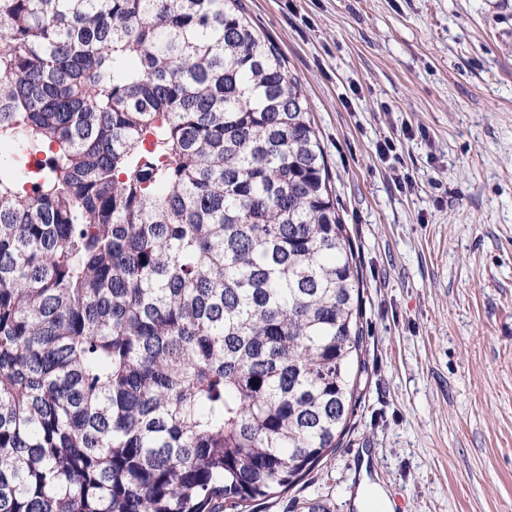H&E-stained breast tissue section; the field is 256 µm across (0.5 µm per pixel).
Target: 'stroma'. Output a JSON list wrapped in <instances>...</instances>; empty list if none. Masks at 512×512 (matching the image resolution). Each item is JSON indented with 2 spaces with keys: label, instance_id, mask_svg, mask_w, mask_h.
I'll return each instance as SVG.
<instances>
[{
  "label": "stroma",
  "instance_id": "stroma-1",
  "mask_svg": "<svg viewBox=\"0 0 512 512\" xmlns=\"http://www.w3.org/2000/svg\"><path fill=\"white\" fill-rule=\"evenodd\" d=\"M243 2L310 102L366 282L351 429L253 512H356L365 476L390 512H512V0Z\"/></svg>",
  "mask_w": 512,
  "mask_h": 512
}]
</instances>
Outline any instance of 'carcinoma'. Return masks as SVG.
Masks as SVG:
<instances>
[{
	"mask_svg": "<svg viewBox=\"0 0 512 512\" xmlns=\"http://www.w3.org/2000/svg\"><path fill=\"white\" fill-rule=\"evenodd\" d=\"M363 294L241 0H0V512L280 497L350 428Z\"/></svg>",
	"mask_w": 512,
	"mask_h": 512,
	"instance_id": "obj_1",
	"label": "carcinoma"
}]
</instances>
